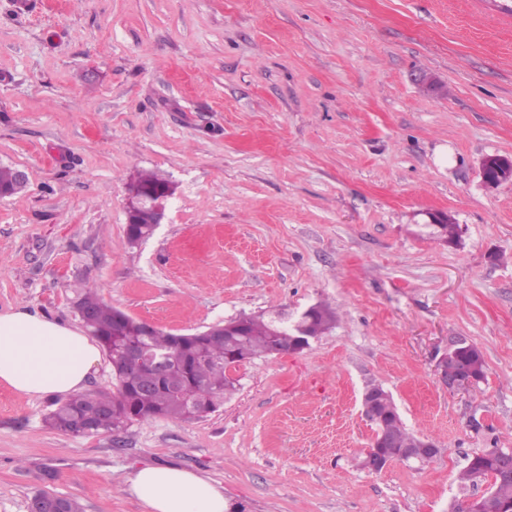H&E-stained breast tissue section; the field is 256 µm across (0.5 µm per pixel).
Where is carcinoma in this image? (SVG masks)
Here are the masks:
<instances>
[{
    "label": "carcinoma",
    "instance_id": "obj_1",
    "mask_svg": "<svg viewBox=\"0 0 512 512\" xmlns=\"http://www.w3.org/2000/svg\"><path fill=\"white\" fill-rule=\"evenodd\" d=\"M74 304L89 305L93 309L89 331L101 345L114 370L116 391L76 394L54 409L47 417L49 426L61 433L80 436L78 422H95L99 415L101 400H108L114 416L113 428H123L134 421L149 418H166L189 421L193 419L190 405L214 398H225L236 390V380L227 375V357L246 352L254 358L267 355L274 340L285 336L292 324L287 320H275L266 313L248 314L245 325L236 336L228 337L223 345L208 348L211 361L197 363L194 355L200 338L184 334L149 330L131 317L127 318L130 331L138 334L147 352L156 358H167L172 368L161 378L142 365L117 363L120 345L126 337L117 335L116 323L119 310L105 303L96 288L85 284L80 288ZM335 315L326 307H319L309 321L308 330L318 336L328 330ZM459 363L484 375V359L480 350L463 348L458 351ZM389 444L396 448L416 447L417 437L407 431L400 417L387 412L384 418ZM497 449L483 452L470 460L460 473V480L471 484L480 482L482 467H491ZM512 501V480L498 482L494 499L486 512H498V504Z\"/></svg>",
    "mask_w": 512,
    "mask_h": 512
}]
</instances>
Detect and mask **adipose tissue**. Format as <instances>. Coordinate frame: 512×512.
Masks as SVG:
<instances>
[{
    "label": "adipose tissue",
    "mask_w": 512,
    "mask_h": 512,
    "mask_svg": "<svg viewBox=\"0 0 512 512\" xmlns=\"http://www.w3.org/2000/svg\"><path fill=\"white\" fill-rule=\"evenodd\" d=\"M99 361L98 346L79 328L24 308L0 311V385L19 395L70 397ZM126 490L146 512H232L221 484L177 466H141Z\"/></svg>",
    "instance_id": "ef3b65f1"
}]
</instances>
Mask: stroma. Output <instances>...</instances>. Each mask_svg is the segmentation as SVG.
<instances>
[{
  "label": "stroma",
  "instance_id": "stroma-1",
  "mask_svg": "<svg viewBox=\"0 0 512 512\" xmlns=\"http://www.w3.org/2000/svg\"><path fill=\"white\" fill-rule=\"evenodd\" d=\"M435 77L427 90L419 76ZM512 0H0V311L80 326L75 288L192 334L322 304L298 353L236 366L190 422L73 436L55 399L0 386V512L41 491L82 512H145L139 466L208 475L244 512H448L480 495L467 459L512 448ZM170 180L168 221L126 243L128 185ZM451 215L456 242L428 214ZM465 338L466 391L436 364ZM430 462L360 468L369 384ZM480 172L486 189H495L503 181L512 179V158L493 155L481 161ZM467 341L460 339L448 347V353L443 355L437 362L436 371L444 385L451 389H466L475 385L479 376L484 377V359L480 350L463 348L458 351L457 360L459 363L468 366L461 367L456 363V351ZM470 368H473L470 369Z\"/></svg>",
  "mask_w": 512,
  "mask_h": 512
}]
</instances>
